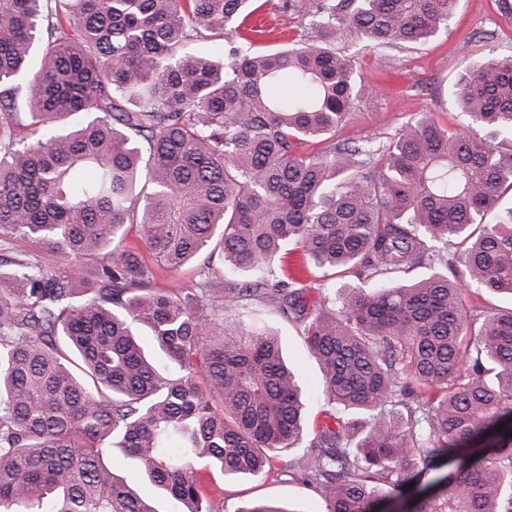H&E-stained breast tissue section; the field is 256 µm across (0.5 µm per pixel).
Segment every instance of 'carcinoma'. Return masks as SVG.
I'll return each mask as SVG.
<instances>
[{"instance_id": "1", "label": "carcinoma", "mask_w": 512, "mask_h": 512, "mask_svg": "<svg viewBox=\"0 0 512 512\" xmlns=\"http://www.w3.org/2000/svg\"><path fill=\"white\" fill-rule=\"evenodd\" d=\"M250 2L0 0V233L72 268L0 270V512H158L112 473L114 448L184 512H214L211 471H271L304 404L276 334L224 319L259 304L302 327L320 369L330 408L280 471L325 512H512V307L465 305L473 285L512 296V208L481 223L512 190V54L456 85L452 131L423 113L384 142L308 151L366 95L337 42L425 44L460 0H301L296 44L184 53L238 32ZM128 224L170 273L203 258L202 288H148ZM215 238L236 274L219 288ZM90 256L108 260L93 281ZM311 266L358 282L314 288Z\"/></svg>"}]
</instances>
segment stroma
I'll return each instance as SVG.
<instances>
[{"instance_id":"obj_1","label":"stroma","mask_w":512,"mask_h":512,"mask_svg":"<svg viewBox=\"0 0 512 512\" xmlns=\"http://www.w3.org/2000/svg\"><path fill=\"white\" fill-rule=\"evenodd\" d=\"M246 23L271 30L272 38L254 43L257 51H269L305 38L310 20L288 0H253ZM337 48L353 57L366 96L351 120L337 131L336 141L386 140L411 118L430 113L444 128L455 129L461 116L451 95L459 79L481 59L512 53V23L500 13L497 0H461L458 11L429 42L414 47L383 51L351 43ZM260 321L279 339L286 361L298 372L307 406L305 441L280 451L279 460H298L306 440L327 407L319 372L298 325L275 309L260 312ZM219 489L216 512H238L251 502H265L287 512H325L319 494L281 473L262 477L213 474Z\"/></svg>"}]
</instances>
